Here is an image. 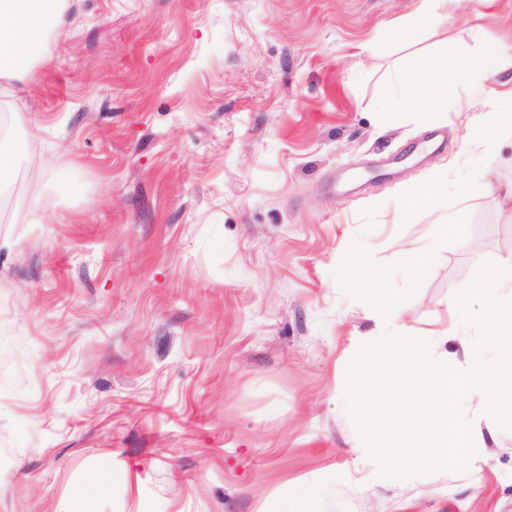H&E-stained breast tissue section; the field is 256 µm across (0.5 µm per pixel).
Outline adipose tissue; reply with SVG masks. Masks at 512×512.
<instances>
[{
	"label": "adipose tissue",
	"mask_w": 512,
	"mask_h": 512,
	"mask_svg": "<svg viewBox=\"0 0 512 512\" xmlns=\"http://www.w3.org/2000/svg\"><path fill=\"white\" fill-rule=\"evenodd\" d=\"M442 22L435 0H422L411 14L388 28L387 44L405 53L390 77L385 111L393 124H400L409 113L447 111L463 80L481 81L512 69V46L489 49L472 61L459 47L451 48L442 60L412 52L421 32ZM65 23V0H0V78L29 74L42 55L45 39ZM483 104L482 96H473L469 106L476 114L470 122L472 140L491 147L512 137V90L500 93L484 119L478 116Z\"/></svg>",
	"instance_id": "ef3b65f1"
}]
</instances>
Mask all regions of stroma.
Here are the masks:
<instances>
[{
  "label": "stroma",
  "mask_w": 512,
  "mask_h": 512,
  "mask_svg": "<svg viewBox=\"0 0 512 512\" xmlns=\"http://www.w3.org/2000/svg\"><path fill=\"white\" fill-rule=\"evenodd\" d=\"M419 4L68 0L0 97L13 138L41 129L0 198V512H282L303 487L314 512H512V431L475 405L489 455L395 487L340 406L380 331L333 277L355 235L389 262L468 214L400 313L451 354L472 332L449 299L512 255V143L465 149L471 85L384 123L385 27ZM437 9L414 51L512 41V0ZM476 168L489 189L462 192ZM437 175L447 197L403 216L401 183Z\"/></svg>",
  "instance_id": "1"
}]
</instances>
